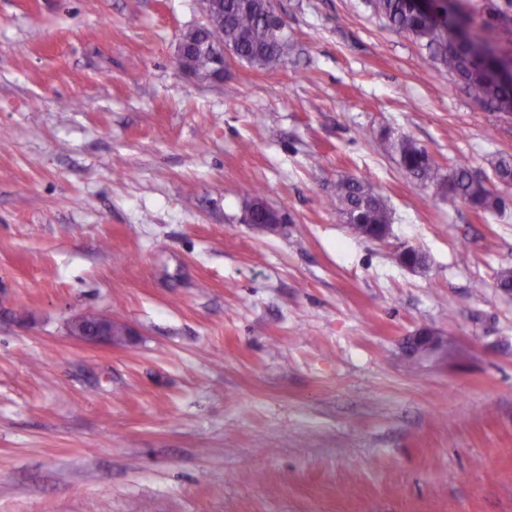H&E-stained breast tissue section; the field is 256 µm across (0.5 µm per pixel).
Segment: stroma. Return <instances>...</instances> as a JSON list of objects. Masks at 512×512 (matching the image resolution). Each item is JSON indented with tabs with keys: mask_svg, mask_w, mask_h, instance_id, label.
<instances>
[{
	"mask_svg": "<svg viewBox=\"0 0 512 512\" xmlns=\"http://www.w3.org/2000/svg\"><path fill=\"white\" fill-rule=\"evenodd\" d=\"M275 8L287 66L215 81L174 60L195 0H0V512H512V183L452 208L381 146L489 178L512 113L366 0ZM352 177L386 240L332 207ZM338 213L351 230L358 234L382 237L391 224V213L382 195L364 178L340 179L335 192ZM389 234V233H388ZM388 234L381 239L383 241ZM243 210L245 219L258 229H267V224L269 229H273L280 220L279 213L268 207L258 193L244 200ZM92 324L93 329L88 331L87 325ZM116 325H119L112 321L111 318L98 314H87L77 317L71 322V331L74 336H77L83 342L93 343V344H101L107 346H117L122 345L124 342V338L122 339V343H117L113 341L112 335L113 329ZM121 334L124 336H131V331L124 325H119ZM414 350L425 355H435L436 353L444 350L447 345V340L443 336H438L427 330H421L408 338V342Z\"/></svg>",
	"mask_w": 512,
	"mask_h": 512,
	"instance_id": "35a3bbf8",
	"label": "stroma"
}]
</instances>
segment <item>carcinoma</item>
<instances>
[{
  "label": "carcinoma",
  "mask_w": 512,
  "mask_h": 512,
  "mask_svg": "<svg viewBox=\"0 0 512 512\" xmlns=\"http://www.w3.org/2000/svg\"><path fill=\"white\" fill-rule=\"evenodd\" d=\"M378 15L396 32L403 34L426 50L429 60L448 70L474 101L488 108L512 111V78L499 73L498 57L480 55L466 43L458 41L448 27V21L436 13L420 11L413 0H369ZM204 17L224 27V45L233 49L236 59L256 69L288 64V44L291 35L280 39L274 31L270 15L274 13L271 0H197ZM505 6L494 2L485 5L487 17L496 31V40L512 42V24H495V15ZM219 48L199 49L191 55L195 76L209 78L214 70ZM387 148L399 157V164L411 178L436 186L448 205L460 203L476 211L493 213L505 206L502 197L489 185V180L472 175L467 166L459 164L443 173L428 149L408 136L386 141ZM338 213L351 230L358 234L382 237L391 224V213L382 195L364 178L340 179L335 192ZM244 217L256 228L279 222V213L268 207L259 194L243 202ZM396 262H405L413 270L428 267V255L412 250L405 258L394 255Z\"/></svg>",
  "instance_id": "1"
}]
</instances>
